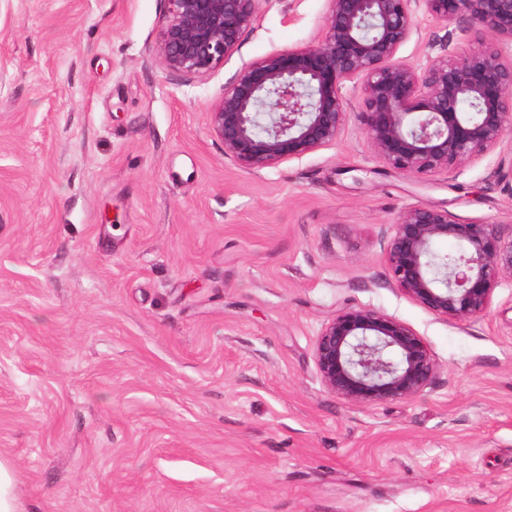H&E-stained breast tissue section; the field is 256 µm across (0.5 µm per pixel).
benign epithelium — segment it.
<instances>
[{
    "instance_id": "7a95c632",
    "label": "benign epithelium",
    "mask_w": 512,
    "mask_h": 512,
    "mask_svg": "<svg viewBox=\"0 0 512 512\" xmlns=\"http://www.w3.org/2000/svg\"><path fill=\"white\" fill-rule=\"evenodd\" d=\"M260 2L168 0L158 46L165 70L209 76L256 29ZM419 7L488 40L477 50L444 48L422 65L401 61ZM503 42L512 43V0H327L322 37L248 63L208 113L209 129L241 167L277 168L336 142L351 112L350 84L386 167L407 176L459 170L512 143V61ZM444 238L458 242L461 256L440 265L433 244ZM384 251L389 286L447 320L486 315L499 282L512 279V236L424 202L395 215ZM313 359L330 393L361 406L413 399L437 373L411 326L367 307L326 319Z\"/></svg>"
}]
</instances>
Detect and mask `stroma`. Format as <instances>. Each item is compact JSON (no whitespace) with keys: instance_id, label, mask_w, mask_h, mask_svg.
<instances>
[{"instance_id":"35a3bbf8","label":"stroma","mask_w":512,"mask_h":512,"mask_svg":"<svg viewBox=\"0 0 512 512\" xmlns=\"http://www.w3.org/2000/svg\"><path fill=\"white\" fill-rule=\"evenodd\" d=\"M167 0H0V458L20 512H512V280L467 323L387 283L385 232L425 202L512 233V146L405 176L351 112L273 169L207 114L251 61L316 42L326 0H266L207 78L158 55ZM398 56L483 35L418 13ZM111 223H103L105 212ZM346 306L433 355L414 399L360 406L313 346Z\"/></svg>"}]
</instances>
